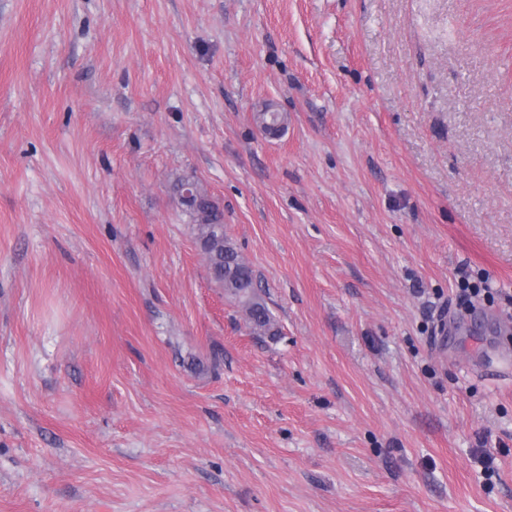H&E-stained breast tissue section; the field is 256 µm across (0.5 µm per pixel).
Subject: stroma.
<instances>
[{
	"label": "stroma",
	"instance_id": "1",
	"mask_svg": "<svg viewBox=\"0 0 512 512\" xmlns=\"http://www.w3.org/2000/svg\"><path fill=\"white\" fill-rule=\"evenodd\" d=\"M0 512H512V0H0ZM190 184H193V198L187 203L182 196ZM174 189L192 218L198 243L208 253L211 279L245 309L253 333L276 336V320L259 295L253 269L224 235V211L198 182L179 179Z\"/></svg>",
	"mask_w": 512,
	"mask_h": 512
}]
</instances>
